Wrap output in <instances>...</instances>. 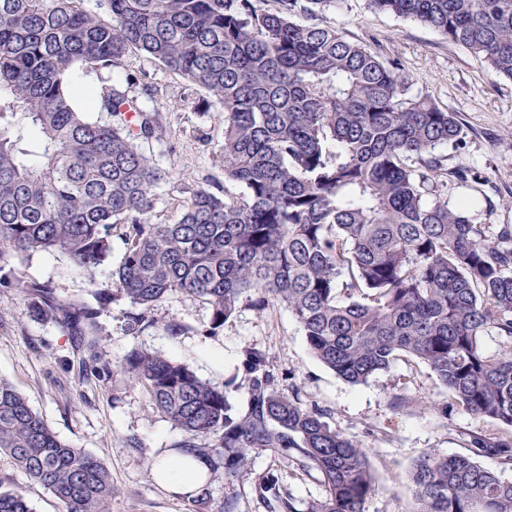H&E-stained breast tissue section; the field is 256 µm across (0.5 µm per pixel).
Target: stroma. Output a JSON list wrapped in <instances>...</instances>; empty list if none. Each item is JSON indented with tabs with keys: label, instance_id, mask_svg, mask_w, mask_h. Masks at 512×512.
<instances>
[{
	"label": "stroma",
	"instance_id": "obj_1",
	"mask_svg": "<svg viewBox=\"0 0 512 512\" xmlns=\"http://www.w3.org/2000/svg\"><path fill=\"white\" fill-rule=\"evenodd\" d=\"M326 16L349 41L397 63L407 79L408 96L428 98L455 113L461 126L458 145L436 150L449 173V206L469 199L476 223L512 225V208L502 205L512 197V80L495 75L436 30L371 10L366 0H342ZM129 75L136 79L131 95L159 108L166 126L164 137L145 147L164 173L155 189L153 221L176 222L192 191L201 186L237 195L238 186L225 181L217 162L224 145V112L208 92L137 52L112 69L74 67L69 79L96 89ZM462 168L482 176V192L457 180ZM122 252L120 236H113L111 256L91 273L58 252L13 256L7 263L27 279L50 282L61 299L89 304L95 288L111 283ZM133 310L122 299L98 319L100 348L110 362H120L136 348L185 363L204 380L220 385L242 378L245 347L264 350L281 388L296 387L303 403L322 411L331 427L356 436L368 448L375 479L367 512H415L408 482L413 460L430 451L467 453L469 433L493 429L492 423L459 407L444 418L431 410L392 408L390 398L400 391L417 401H449L427 365L413 357L395 361L367 385L345 382L311 354L296 321L278 303L264 310L240 303L214 336L208 333L209 306L191 297H171L158 311L159 318L182 325L175 336L159 328L128 332L127 317ZM75 357L71 336L54 321L34 316L15 289L0 286V378L11 382L61 439L106 465L114 486L110 512H198L192 498L160 486L152 474L155 459L172 454L181 431L123 373L82 380L75 369L62 367V360ZM133 438L138 447H129ZM268 470L278 476L282 494L293 498L295 512H310L323 494L314 475L264 451L254 455L250 471L230 478L211 474V506L230 499L234 512H269L253 485L255 474ZM0 477L23 488L35 512H62L51 492L31 482L4 454Z\"/></svg>",
	"mask_w": 512,
	"mask_h": 512
}]
</instances>
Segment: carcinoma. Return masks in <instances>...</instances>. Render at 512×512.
<instances>
[{
    "label": "carcinoma",
    "mask_w": 512,
    "mask_h": 512,
    "mask_svg": "<svg viewBox=\"0 0 512 512\" xmlns=\"http://www.w3.org/2000/svg\"><path fill=\"white\" fill-rule=\"evenodd\" d=\"M83 0H0V282L36 316L75 338L87 375L111 363L87 339L119 297L139 308L129 330L180 325L153 315L184 295L211 309L210 334L246 300L285 305L312 354L359 386L401 356L424 362L469 413L512 427V226L492 232L463 202L443 199L448 172L436 147L458 141L451 112L406 96L397 64L346 40L325 12L338 0H103L110 20ZM409 17L512 80V0H368ZM300 16L303 21L295 20ZM151 57L211 93L224 112L225 198L195 189L181 218L152 221L162 171L144 145L162 116L129 95L134 79L85 89L75 65L117 66ZM126 228L112 285L96 306L61 300L49 282L6 267L8 253L59 251L93 272ZM502 340L494 354L482 336ZM247 404L237 384L214 386L187 365L134 350L119 364L192 448L227 477L268 451L310 469L324 494L310 512H367L374 482L367 449L332 428L299 392L279 389L266 353L243 350ZM398 410L448 406L391 396ZM469 453H424L408 474L416 512H512V435L476 434ZM49 490L63 512H108L112 474L61 440L15 386L0 379V453ZM493 456L501 472L475 458ZM255 490L270 512H294L277 476ZM0 512H33L20 487L0 481Z\"/></svg>",
    "instance_id": "1"
}]
</instances>
